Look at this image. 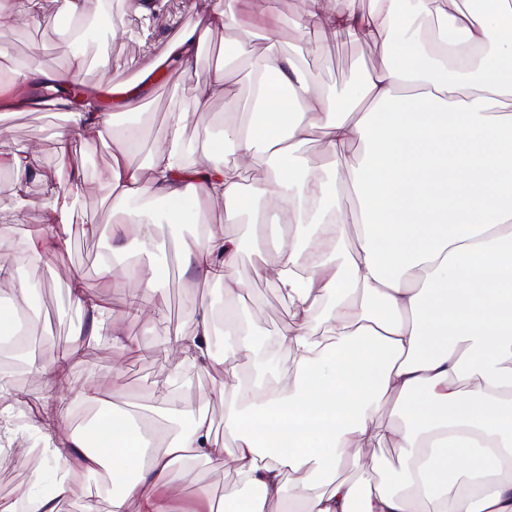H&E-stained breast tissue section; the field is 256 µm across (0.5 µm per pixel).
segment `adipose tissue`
I'll return each instance as SVG.
<instances>
[{
    "mask_svg": "<svg viewBox=\"0 0 512 512\" xmlns=\"http://www.w3.org/2000/svg\"><path fill=\"white\" fill-rule=\"evenodd\" d=\"M368 11L338 0H304L297 25L347 33L379 50V63L339 94L325 92L290 56L268 50L249 60L250 91L224 124V146L185 163L187 112L168 116L167 132L140 165L136 143L112 139L95 100L71 112L57 135L60 155L86 133L112 139L109 188L122 236L154 249L156 203L186 224L223 208L225 225L257 223L262 202L271 226L272 262L257 273L288 297L293 321L279 335L287 358L255 342L240 309L239 244L206 225L180 258L182 274L223 285L224 310L193 304L191 335L175 352L197 368L214 363L216 316H223L224 364L239 353L248 377L225 383L224 434L205 408L189 424L145 442L133 417L106 413L83 430L65 425L72 404L93 405L92 389L60 398L55 426L33 413L45 480L23 493L26 512H59L83 477L111 468L110 512H222L207 492L184 503L178 472L190 458L230 468L225 504L244 512H512V0L481 10L454 0H371ZM71 58L63 70L13 73L0 84V112L67 106L61 86L82 71L79 46L92 32L87 0H64ZM143 79L169 61L190 69L201 43L240 25L232 5L201 8L179 25ZM275 73L269 84L267 73ZM321 132L328 166L308 165L298 148ZM356 165H348L352 148ZM262 165L266 177L244 181ZM347 186L356 207L344 215ZM88 185L79 168L45 188V221L56 245ZM102 281L135 277L133 314L148 317L160 290L157 269L104 260ZM69 293L85 314L78 348L128 344L108 309L72 276ZM390 422H381L382 414ZM111 445V455L100 448ZM395 449L394 476L339 478L346 466L377 473L375 447Z\"/></svg>",
    "mask_w": 512,
    "mask_h": 512,
    "instance_id": "adipose-tissue-1",
    "label": "adipose tissue"
}]
</instances>
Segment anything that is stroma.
Masks as SVG:
<instances>
[{"label":"stroma","instance_id":"stroma-1","mask_svg":"<svg viewBox=\"0 0 512 512\" xmlns=\"http://www.w3.org/2000/svg\"><path fill=\"white\" fill-rule=\"evenodd\" d=\"M278 10L286 25L273 40L280 48L298 53L327 90L341 92L352 80L377 65L378 50L371 42L341 46L334 34L321 31L311 34L289 27L288 19L302 13L303 0H278ZM250 25V20L246 19L240 27L213 32L200 46L190 71L176 67L158 70L147 93L136 100L135 110L116 116L113 135L119 138L126 129L136 128L141 132L142 146H149L163 137L169 113L185 110L190 112L191 118L184 130V140L193 153H200L202 149V132H209L211 139L221 141L227 117L225 102L210 100L204 111H196L197 78L214 71L217 63L223 62L225 44L237 43L244 56L252 51L261 52L268 41L250 35ZM155 27L156 36L146 42L131 36L108 40L103 48L89 43L80 80L100 98L107 97L110 87H124L129 71L141 69L164 54L175 34L167 14L158 16ZM0 45L8 50L7 56L0 58V70L7 71L29 62L37 68L62 70L69 63L62 35L50 26L25 28L12 20L0 19ZM103 51L111 62L106 69L96 64L97 56ZM67 118L68 113L63 109L0 115V121L5 124L0 131V150L36 147V164L42 174L41 179L28 182L23 196L19 197L15 194L11 171L0 170V252L12 255L16 285L35 286L43 309L41 334L70 336L73 324L81 320L82 314L71 304L67 290L70 276L76 273L122 324L126 338L132 342L152 336L171 338L178 333L190 334L193 316L187 308L189 300L206 301L215 308H222L224 288L181 275L179 257L185 244L191 241L190 236L184 235L182 225L165 223L159 227L158 233L165 242L163 250L150 256L142 254L137 241L131 237L120 257L121 263L152 266L166 274L167 284L155 297L158 312L154 318L139 319L129 313L130 301L140 292L136 279L121 280L119 286L114 287L97 277V267L106 259V250L111 246L110 227L117 222L108 190L97 182L98 173L111 163L112 153L97 135L88 133L76 140L69 156L71 163L81 167L92 189L78 201L73 211V232L68 245L59 248L49 264L35 267L27 263L19 241L26 232L44 226L41 202L45 183L54 179L60 165L56 134L67 126ZM205 221L224 227L228 236L239 240L237 276L243 284L246 310L262 334L276 335L291 322L292 310L287 297L257 275L261 254L252 243L251 224L225 226L224 214L220 211L206 215ZM250 367V359L244 354L237 357L232 369H224L216 363L205 371L181 365L178 358L169 354L135 349L121 353L111 343L103 342L70 357L64 372L41 377L30 369L21 370L11 378L9 391L21 402L33 400L42 405L48 396L92 388L112 405L153 423L161 422L168 411L187 410L202 404L215 427L220 429L224 426V402L216 396L215 390L223 384L227 373L242 378L249 374ZM173 370L179 374L178 383L167 391L157 387V380ZM30 443V438H23L16 447L14 462L0 466V498L22 495L42 471V458L27 450ZM231 478V470L201 461L187 464L179 473L184 496L188 499L202 487L207 488L213 498H221L224 485Z\"/></svg>","mask_w":512,"mask_h":512}]
</instances>
